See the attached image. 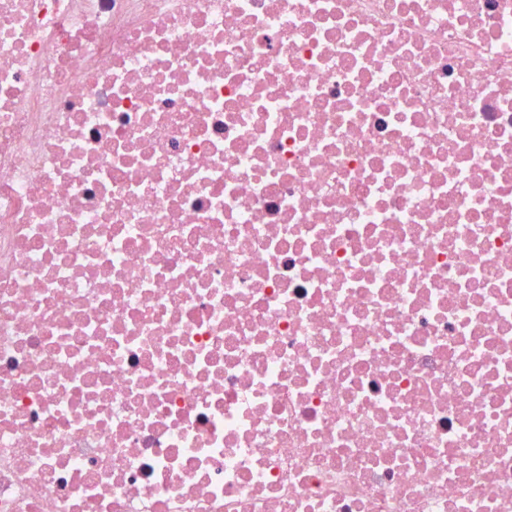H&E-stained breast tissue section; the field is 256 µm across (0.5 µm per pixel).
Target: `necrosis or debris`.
<instances>
[{"mask_svg":"<svg viewBox=\"0 0 512 512\" xmlns=\"http://www.w3.org/2000/svg\"><path fill=\"white\" fill-rule=\"evenodd\" d=\"M0 512H512V0H0Z\"/></svg>","mask_w":512,"mask_h":512,"instance_id":"1","label":"necrosis or debris"}]
</instances>
